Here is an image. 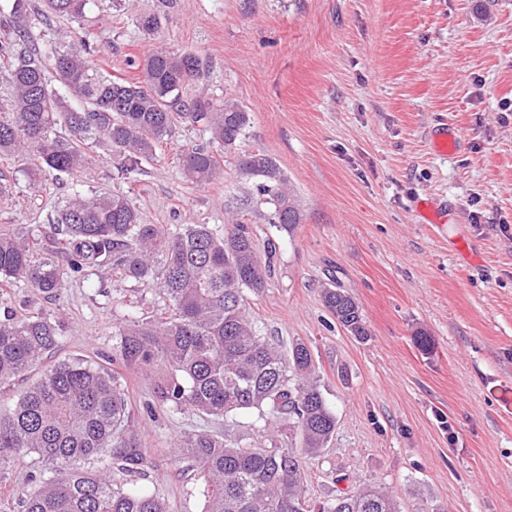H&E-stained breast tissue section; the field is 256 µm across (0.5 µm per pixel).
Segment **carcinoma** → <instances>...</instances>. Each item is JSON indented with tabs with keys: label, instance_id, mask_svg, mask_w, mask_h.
I'll use <instances>...</instances> for the list:
<instances>
[{
	"label": "carcinoma",
	"instance_id": "carcinoma-1",
	"mask_svg": "<svg viewBox=\"0 0 512 512\" xmlns=\"http://www.w3.org/2000/svg\"><path fill=\"white\" fill-rule=\"evenodd\" d=\"M91 0H45L61 18H86ZM28 0L0 11V84L10 90L0 112V153L37 155L28 169L36 186L48 172L76 173L91 159L90 145L106 142L132 174L169 136L174 121L200 123L211 138L232 149L245 137L250 113L232 101H196L180 108V89L203 77L193 52L155 51L139 65L137 81L114 80L88 60L92 47L78 39L66 50L50 43L27 50L11 39L21 33ZM75 96L71 106L47 79ZM184 177L209 182L219 170L214 154L195 148L179 158ZM243 175L256 182L253 203L270 211L284 229L300 223L288 178L264 152L238 158ZM90 266L109 267L132 283L159 285L167 315H125L114 327V350L127 366L160 362L170 375L160 381L161 401L173 413L184 409L222 418L255 411L277 415L299 432V448H251L205 430L189 431L177 443V458L199 475L190 494L204 512H399L395 496L363 485L313 506L306 498L304 459L326 447L336 416L316 381L309 347L302 341L283 353L260 336L247 294L265 288L270 260L262 259L245 224H143L124 195L62 201L48 230L0 231V283L23 281L46 298L61 295L68 279ZM326 308L355 336L367 335L355 300L340 288L323 291ZM62 331L45 314L17 312L0 321V386L30 371L59 343ZM120 372L81 359L45 369L0 415V479L28 457L41 464L36 486L20 512H169L155 492L136 486L148 462L131 435ZM125 477L117 481L113 474Z\"/></svg>",
	"mask_w": 512,
	"mask_h": 512
}]
</instances>
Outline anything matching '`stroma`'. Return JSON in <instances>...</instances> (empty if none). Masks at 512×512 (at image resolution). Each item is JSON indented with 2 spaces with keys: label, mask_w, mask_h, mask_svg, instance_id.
I'll use <instances>...</instances> for the list:
<instances>
[{
  "label": "stroma",
  "mask_w": 512,
  "mask_h": 512,
  "mask_svg": "<svg viewBox=\"0 0 512 512\" xmlns=\"http://www.w3.org/2000/svg\"><path fill=\"white\" fill-rule=\"evenodd\" d=\"M30 4L35 46L71 44L67 22ZM153 14L161 24L145 32L137 19ZM84 31L92 63L116 79L138 78L155 50L198 54L207 74L183 86L184 103L235 101L251 126L231 152L203 126L176 123L128 176L97 143L85 169L50 173L39 189L25 176L30 153L0 154V229L47 223L77 191L125 195L145 224L247 225L259 252L276 246L249 312L280 350L307 344L336 416L327 447L304 463L311 504L368 483L401 512H512V0H128L122 11L92 0ZM445 126L457 134L447 154L431 143ZM199 146L221 167L207 183L178 164ZM259 150L300 201L291 229L249 202L254 182L236 154ZM326 287L355 299L367 336L336 322ZM156 299L155 284L132 287L108 267L87 268L55 299L0 287V320L42 310L62 329L39 369L0 387V413L40 369L111 365L115 323ZM121 373L125 430L149 459L137 485L170 512L204 508L187 493L196 472L175 457L181 433L288 445L287 427L250 414L157 409L154 374Z\"/></svg>",
  "instance_id": "35a3bbf8"
}]
</instances>
